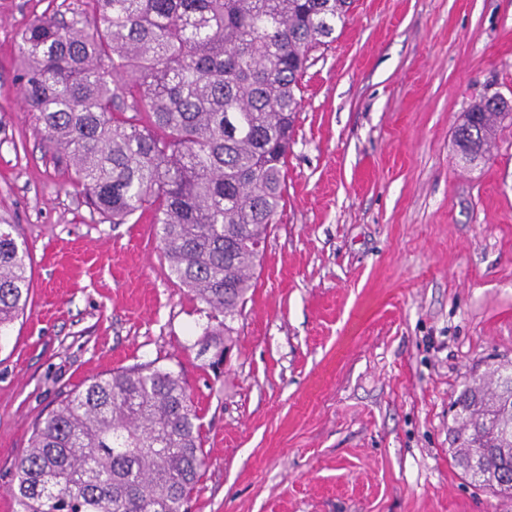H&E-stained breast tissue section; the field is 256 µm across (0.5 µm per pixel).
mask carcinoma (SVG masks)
Wrapping results in <instances>:
<instances>
[{
	"mask_svg": "<svg viewBox=\"0 0 512 512\" xmlns=\"http://www.w3.org/2000/svg\"><path fill=\"white\" fill-rule=\"evenodd\" d=\"M61 2L20 34L23 101L64 150L73 183L114 224L150 210L171 274L219 319L240 315L285 168L310 51L350 0ZM69 12L72 19L64 20ZM512 105L485 97L455 143L488 145ZM0 224V330L24 313L30 258ZM475 375L452 407L451 453L480 488L512 493V362ZM186 383L144 365L64 394L35 423L11 488L17 512H185L206 463Z\"/></svg>",
	"mask_w": 512,
	"mask_h": 512,
	"instance_id": "obj_1",
	"label": "carcinoma"
}]
</instances>
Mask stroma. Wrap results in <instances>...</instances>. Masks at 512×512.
I'll return each mask as SVG.
<instances>
[{
  "label": "stroma",
  "instance_id": "35a3bbf8",
  "mask_svg": "<svg viewBox=\"0 0 512 512\" xmlns=\"http://www.w3.org/2000/svg\"><path fill=\"white\" fill-rule=\"evenodd\" d=\"M49 2L0 0V224L32 260L0 338V512L60 394L148 364L199 409L187 512H512L448 439L471 374L512 360V127L477 166L453 139L479 98L512 102V0H353L312 51L284 206L217 370V322L152 212H93L24 108L17 35Z\"/></svg>",
  "mask_w": 512,
  "mask_h": 512
}]
</instances>
